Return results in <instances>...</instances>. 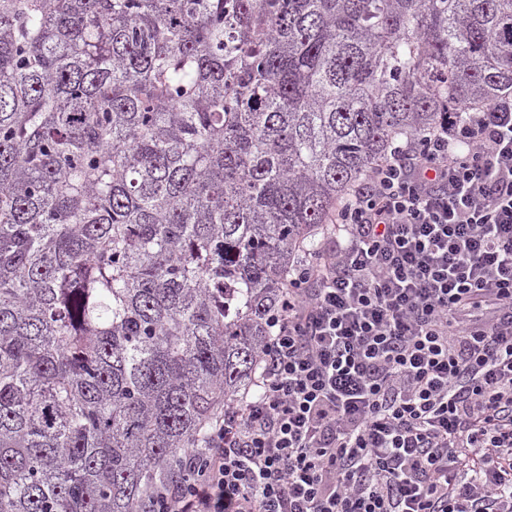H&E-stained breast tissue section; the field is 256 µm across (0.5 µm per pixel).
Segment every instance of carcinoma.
Here are the masks:
<instances>
[{
    "instance_id": "carcinoma-1",
    "label": "carcinoma",
    "mask_w": 512,
    "mask_h": 512,
    "mask_svg": "<svg viewBox=\"0 0 512 512\" xmlns=\"http://www.w3.org/2000/svg\"><path fill=\"white\" fill-rule=\"evenodd\" d=\"M512 95V0H0V512H146L390 146Z\"/></svg>"
}]
</instances>
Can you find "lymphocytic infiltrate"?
Segmentation results:
<instances>
[{
    "instance_id": "1",
    "label": "lymphocytic infiltrate",
    "mask_w": 512,
    "mask_h": 512,
    "mask_svg": "<svg viewBox=\"0 0 512 512\" xmlns=\"http://www.w3.org/2000/svg\"><path fill=\"white\" fill-rule=\"evenodd\" d=\"M337 224L148 512H512V98L393 144Z\"/></svg>"
}]
</instances>
